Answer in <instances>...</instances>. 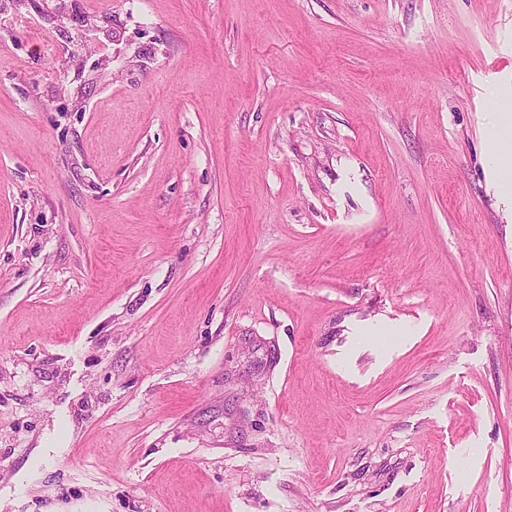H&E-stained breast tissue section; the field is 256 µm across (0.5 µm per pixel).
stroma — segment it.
Listing matches in <instances>:
<instances>
[{
  "label": "stroma",
  "mask_w": 512,
  "mask_h": 512,
  "mask_svg": "<svg viewBox=\"0 0 512 512\" xmlns=\"http://www.w3.org/2000/svg\"><path fill=\"white\" fill-rule=\"evenodd\" d=\"M512 0H0V512H512Z\"/></svg>",
  "instance_id": "stroma-1"
}]
</instances>
